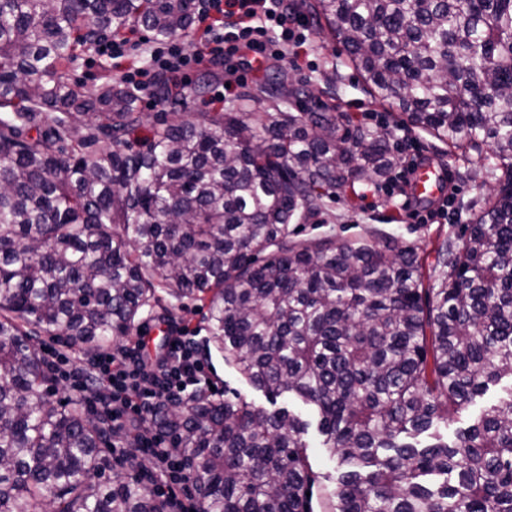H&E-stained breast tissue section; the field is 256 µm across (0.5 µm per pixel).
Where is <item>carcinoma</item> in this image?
<instances>
[{
  "label": "carcinoma",
  "mask_w": 512,
  "mask_h": 512,
  "mask_svg": "<svg viewBox=\"0 0 512 512\" xmlns=\"http://www.w3.org/2000/svg\"><path fill=\"white\" fill-rule=\"evenodd\" d=\"M400 122L506 178L437 250L369 226L291 239L325 195L392 180L387 132L288 112L305 90L259 86L262 112H163L71 81L84 50L142 27L186 31L196 0H0V512H167L140 478L106 475L104 422L56 379L28 327L78 354L146 307L205 303L208 343L250 384L318 417L203 389L154 425L183 448L197 512H512V388L447 441L411 443L512 378V0H302ZM162 75L153 95L184 103Z\"/></svg>",
  "instance_id": "obj_1"
}]
</instances>
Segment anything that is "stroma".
Returning <instances> with one entry per match:
<instances>
[{
    "label": "stroma",
    "mask_w": 512,
    "mask_h": 512,
    "mask_svg": "<svg viewBox=\"0 0 512 512\" xmlns=\"http://www.w3.org/2000/svg\"><path fill=\"white\" fill-rule=\"evenodd\" d=\"M128 52L112 59L111 70H103L101 57L94 50H87L85 61L73 78L84 88L90 89L101 83L105 76L124 79L128 72L137 68H150V51L153 44L147 32L142 30L128 34ZM283 71L288 77L308 83L312 96L308 102L310 110L319 112L332 106L342 112L353 123L373 128L386 127L391 131L390 144L393 151H402L406 138H416L424 164L452 170L456 192L452 202L443 197L416 198L414 208L435 212L433 222L418 224L403 209L404 195L398 191L375 188L371 184L358 183L339 196L325 199L318 216L297 228L298 239L323 238L329 235L339 239L355 237L361 226L370 225L399 241L414 245L425 270H432L436 249L443 239L462 242V228L478 211L480 200L497 187L502 171L476 172L461 158L447 153L443 143L419 130H402L393 123L397 110L389 104L376 100L368 91L358 72L350 63L343 46L329 35L312 33L311 39L300 51L299 64L284 63ZM204 94L194 97L188 104L189 111L209 112L221 107L230 109L246 103L248 94L257 83L246 79L235 86L232 94H225L223 83H207ZM206 309L200 302L184 301L172 322L160 323L152 311H144L141 323L147 330L163 327L165 332L179 329L193 336L198 348L210 367L209 376L218 389L241 393L247 400L268 406L265 394L250 386L236 370L225 364L223 353L208 346L209 335L205 321Z\"/></svg>",
    "instance_id": "obj_1"
}]
</instances>
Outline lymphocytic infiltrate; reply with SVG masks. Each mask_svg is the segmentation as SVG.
Segmentation results:
<instances>
[{"mask_svg": "<svg viewBox=\"0 0 512 512\" xmlns=\"http://www.w3.org/2000/svg\"><path fill=\"white\" fill-rule=\"evenodd\" d=\"M207 8L196 18L203 24L201 48L189 49L181 40L156 42L151 59L158 70L174 78L202 65L206 57L227 60L228 83L241 77L234 57L252 55L254 60L278 64L294 48L305 44L310 31L288 19L281 0H206ZM143 336L129 337L118 352L88 354L71 360L59 348L46 346L45 361L53 372L73 364L68 379L85 398L91 414L103 417L112 431V459L122 465L147 461L143 480L161 499L172 502L173 512H193L190 494L194 476L181 448L154 426L160 405L183 396L188 387L208 378V366L199 356L193 338L176 336L156 361L141 355Z\"/></svg>", "mask_w": 512, "mask_h": 512, "instance_id": "f902f5d3", "label": "lymphocytic infiltrate"}]
</instances>
